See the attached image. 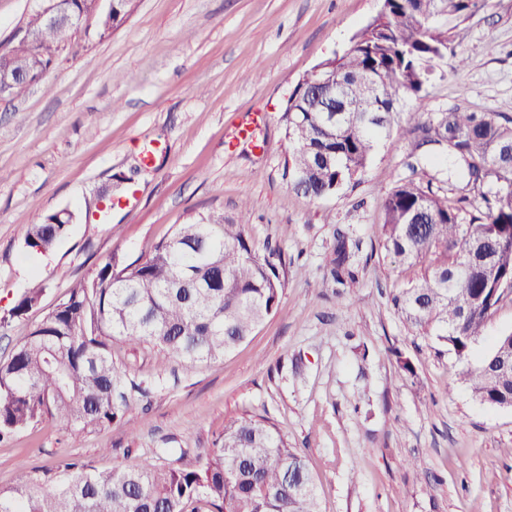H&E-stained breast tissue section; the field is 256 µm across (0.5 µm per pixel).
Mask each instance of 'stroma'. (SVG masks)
Returning <instances> with one entry per match:
<instances>
[{
    "label": "stroma",
    "instance_id": "35a3bbf8",
    "mask_svg": "<svg viewBox=\"0 0 512 512\" xmlns=\"http://www.w3.org/2000/svg\"><path fill=\"white\" fill-rule=\"evenodd\" d=\"M380 7L134 0L109 35L87 17L41 81L0 101V362L105 258L145 260L199 215L245 225L256 249L285 264L278 312L224 358L191 367L151 344L113 341L131 385L119 417L93 432L58 418L16 432L0 442V489L23 464L165 465L215 448L225 424L251 414L271 419L304 456L322 512H512V409L481 403L467 381L512 333V295L462 358L394 303L423 267L386 251L382 201L437 165L409 169L410 145L395 132L357 183L317 201L291 185L284 103ZM467 27L455 48L466 66L426 86L425 110L512 118V0H480ZM486 40L493 53H470ZM245 124L257 144L239 141ZM64 209L75 215L67 235L47 254L27 249L26 225ZM340 231L358 245L352 283L330 276ZM38 282V301L11 316Z\"/></svg>",
    "mask_w": 512,
    "mask_h": 512
}]
</instances>
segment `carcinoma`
I'll list each match as a JSON object with an SVG mask.
<instances>
[{
    "label": "carcinoma",
    "mask_w": 512,
    "mask_h": 512,
    "mask_svg": "<svg viewBox=\"0 0 512 512\" xmlns=\"http://www.w3.org/2000/svg\"><path fill=\"white\" fill-rule=\"evenodd\" d=\"M478 0H388L385 17L355 47L329 58L323 76L341 95L324 97L304 80L283 109L294 189L318 200L352 182L382 139L398 129L411 145L409 168L436 149L453 161L472 196L451 199L432 181L408 178L384 200V246L416 264L421 277L395 299L406 320L433 332L458 356L467 354L492 315L498 282L512 279V118L456 109L425 119L421 93L438 74L437 58L465 38ZM26 27L31 46L12 48L15 68L46 73L74 33L46 27L39 14ZM415 99L401 119L400 107ZM336 108L331 120L328 107ZM49 215L26 225L25 244L51 251L67 232ZM352 246L336 238L331 276L355 281ZM283 281L271 256L253 248L245 225L222 213L177 225L143 262H103L68 288L56 307L0 363V439L45 418L78 430L112 424L123 404L122 369L112 340L148 342L195 366L245 342L280 304ZM37 284L12 309L19 316L42 293ZM475 397L491 407L512 400V376L486 357L468 372ZM207 458L183 451L168 466L143 462L99 472L67 463L23 469L0 490V512H321L304 457L269 419L251 415L224 426Z\"/></svg>",
    "instance_id": "cac0c4a2"
}]
</instances>
